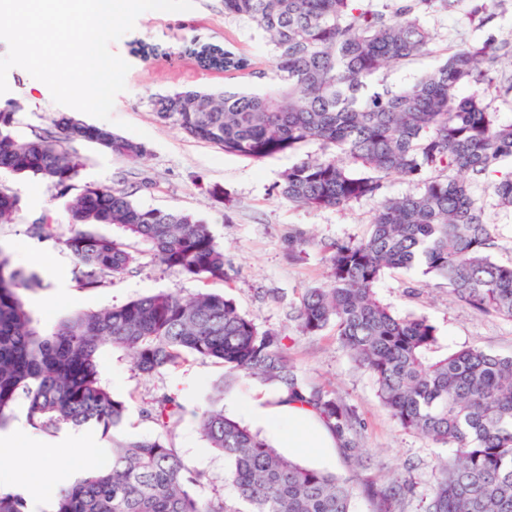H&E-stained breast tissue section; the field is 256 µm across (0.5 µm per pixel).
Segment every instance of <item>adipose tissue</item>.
I'll return each instance as SVG.
<instances>
[{
	"instance_id": "ef3b65f1",
	"label": "adipose tissue",
	"mask_w": 512,
	"mask_h": 512,
	"mask_svg": "<svg viewBox=\"0 0 512 512\" xmlns=\"http://www.w3.org/2000/svg\"><path fill=\"white\" fill-rule=\"evenodd\" d=\"M250 420L255 426L271 428L275 422L288 423L286 431L279 433L278 442L283 447L299 453L324 447L331 439V431L310 412L293 403H282L271 407L251 406L248 410Z\"/></svg>"
}]
</instances>
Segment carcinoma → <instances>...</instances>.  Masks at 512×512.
Listing matches in <instances>:
<instances>
[{
  "instance_id": "cac0c4a2",
  "label": "carcinoma",
  "mask_w": 512,
  "mask_h": 512,
  "mask_svg": "<svg viewBox=\"0 0 512 512\" xmlns=\"http://www.w3.org/2000/svg\"><path fill=\"white\" fill-rule=\"evenodd\" d=\"M224 0V13L256 24L271 47L273 91L219 93L183 90L153 102L189 138L228 154L261 160L309 143L322 153L288 168L279 184L289 204L338 208L375 197L394 175L415 180L417 194L383 197L367 237L325 248L327 287L303 290L297 318L305 334L329 326L357 366L374 378L377 395L405 430L452 448L439 464L425 512H512V356L465 349L433 359L436 327L424 316H397L375 295L389 269H420L442 279L448 293L483 314L512 318V265L491 259L493 225L472 191L473 179L512 160V123L500 121L473 82L491 86L512 42L489 37L448 48L447 56L401 89L369 88L386 71L433 53V34L420 15L450 11L457 0ZM505 0H469V18L485 26ZM201 61L242 71L250 61L204 45ZM58 132L15 137L14 113L0 112V169L41 180L65 195L83 163L64 143L83 139L104 151L139 159L145 146L104 126L62 117ZM450 174L444 175L442 171ZM499 206L512 208V172L490 185ZM70 224L59 240L73 255L78 282L96 288L137 263L124 240L92 231L119 224L148 243L159 263L198 279H222L224 249L207 225L188 213L142 208L125 190L88 186L68 201ZM21 209L0 190V224ZM39 240L55 237L50 216L30 225ZM34 273L10 268L0 251V429L20 396L26 418L52 435L90 426L111 443V462L92 468L54 500L51 512H353V482L286 458L224 415V388L243 375L276 387L281 401L306 405L361 468L367 457L355 437L353 410L333 394L308 389L286 356L283 337L261 331L229 298L200 292L190 300L158 292L100 311L77 312L40 330L20 290ZM128 351L152 375L188 358L215 359L226 376L198 413L200 432L222 453L224 479L235 497L200 500L191 493L200 474L165 438L117 436L124 402L100 381L98 351ZM183 405L163 394L146 416L168 429ZM409 487L392 482L373 492L377 512H400ZM0 512H27L24 497L0 489Z\"/></svg>"
}]
</instances>
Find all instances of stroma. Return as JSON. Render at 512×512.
Returning a JSON list of instances; mask_svg holds the SVG:
<instances>
[{
	"mask_svg": "<svg viewBox=\"0 0 512 512\" xmlns=\"http://www.w3.org/2000/svg\"><path fill=\"white\" fill-rule=\"evenodd\" d=\"M193 4V9L182 12H143L134 29L110 45L111 52L130 66L126 89L115 98L113 116L143 130L145 156L127 160L81 140L70 142L68 148L83 162L74 182L76 189L89 184L114 186L129 192L138 206L188 212L208 224L224 249V279L201 281L162 266L137 240L133 246L140 258L129 270L100 287H80L75 260L60 243L71 231L66 198L35 178L4 169L0 170V189L18 195L23 209L12 223L0 224V252L9 258L12 268L38 275V282L23 290L22 297L45 330L72 313L106 309L158 291L189 299L208 290L232 298L259 329L282 336L288 357L307 388L334 393L351 407L359 444L372 459L370 468L356 470L335 445L299 456V463L343 477L355 475L363 484L407 480L411 491L402 512H422L432 492L435 468L447 455V448L398 426L382 406L373 378L350 359L334 328L306 335L296 319L303 289L323 288L329 282L325 244L364 238L380 199L365 197L329 209L288 204L279 193V183L299 154L287 152L263 160L227 154L217 146L186 137L172 121L158 117L154 100L176 91L271 89L270 80L262 76L271 56L261 31L249 21L226 16L224 0H193ZM468 7V0H459L454 11L423 14L420 21L434 36L433 55L392 69L386 84L400 88L411 83L434 67L448 47L461 42L481 41L490 33L512 42V0H506L496 17L482 27L468 21ZM197 43L233 44L251 59L253 67L227 73L204 66L193 51ZM7 82V92L0 94V107L9 101L21 104L14 125L18 137L53 128L61 116L73 113L72 108L55 103L48 87L22 68H12ZM490 183V177L478 179L474 195L495 227L493 260L510 265L512 211L498 206ZM214 187L220 189V196L211 195ZM43 214L52 218L56 239L41 241L29 234L32 220ZM302 236L311 243L296 248L295 242ZM375 293L397 315L426 316L437 328L441 353L480 348L512 354V319L485 316L461 305L449 295L444 282L425 281L414 270H390ZM98 362L102 383L127 406L122 433L131 439L168 436L186 465L202 476L192 489L195 496L231 497L232 490L224 480V458L210 448L197 418L205 395L225 374L223 365L192 359L181 367L147 376L135 369L126 352L109 346L100 350ZM163 393L177 395L185 406L180 422L168 433L142 414L147 403ZM276 395L272 386L238 378L224 395V413L250 426L246 407ZM4 432L10 439V452L0 459V487L23 496L28 512H45V503L73 483L75 471L87 457H94L101 467L109 463V442L100 431L65 427L53 435L41 433L27 422L22 399L15 402ZM34 448L59 449L52 476L25 466L24 460Z\"/></svg>",
	"mask_w": 512,
	"mask_h": 512,
	"instance_id": "35a3bbf8",
	"label": "stroma"
}]
</instances>
